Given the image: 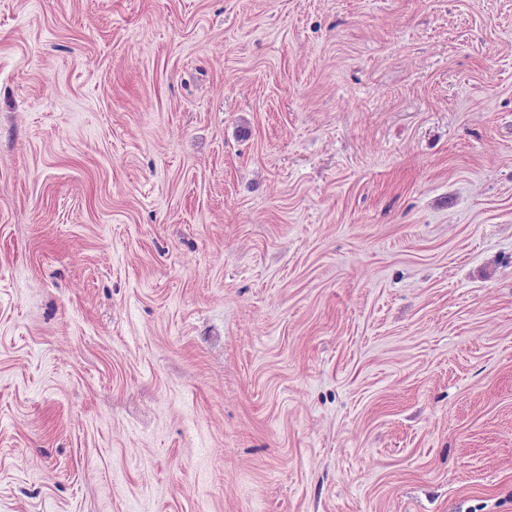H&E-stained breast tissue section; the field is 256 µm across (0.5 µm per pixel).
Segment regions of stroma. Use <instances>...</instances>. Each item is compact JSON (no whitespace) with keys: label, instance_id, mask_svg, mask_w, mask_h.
<instances>
[{"label":"stroma","instance_id":"1","mask_svg":"<svg viewBox=\"0 0 512 512\" xmlns=\"http://www.w3.org/2000/svg\"><path fill=\"white\" fill-rule=\"evenodd\" d=\"M0 512H512V0H0Z\"/></svg>","mask_w":512,"mask_h":512}]
</instances>
